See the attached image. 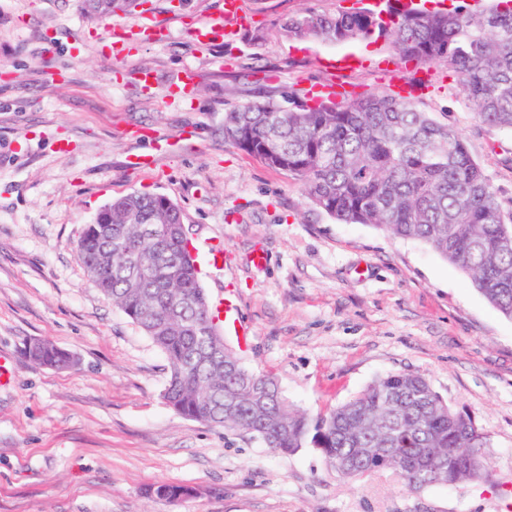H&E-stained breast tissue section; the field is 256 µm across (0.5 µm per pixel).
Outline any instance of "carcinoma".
Wrapping results in <instances>:
<instances>
[{"label":"carcinoma","instance_id":"1","mask_svg":"<svg viewBox=\"0 0 512 512\" xmlns=\"http://www.w3.org/2000/svg\"><path fill=\"white\" fill-rule=\"evenodd\" d=\"M512 0L475 13L388 5L288 18L292 39L383 40L399 65L441 66L455 76L482 123L512 131ZM131 0H80L106 16ZM224 138L289 173L305 197L345 224H370L428 245L512 317V210L471 156L462 134L391 92L317 97L284 106L256 99L224 113ZM170 199L131 193L85 226L79 258L90 279L165 355L163 399L176 413L246 433L278 453L318 450L328 470L360 480L396 469L412 491L475 481L463 449L485 447L471 416L448 406L427 378L391 373L316 416L294 407L270 377L224 347L200 285L191 242L174 230ZM33 363L67 368L69 352L46 340L25 348Z\"/></svg>","mask_w":512,"mask_h":512}]
</instances>
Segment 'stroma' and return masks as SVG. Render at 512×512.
Wrapping results in <instances>:
<instances>
[{"label":"stroma","mask_w":512,"mask_h":512,"mask_svg":"<svg viewBox=\"0 0 512 512\" xmlns=\"http://www.w3.org/2000/svg\"><path fill=\"white\" fill-rule=\"evenodd\" d=\"M354 2L240 0L229 14L224 0H136L91 19L79 0H0V357L14 370L0 387V512H502L512 318L427 245L338 222L300 181L224 137L225 112L262 96L399 83L461 132L512 199V132L477 122L447 70L391 64L379 43L298 41L281 29L292 15ZM207 21L219 27L202 45L192 30ZM112 31L131 38L119 59L107 48ZM144 69L156 77L149 94L137 83ZM188 71L190 107L168 99ZM156 133L168 142L159 155ZM141 154L154 165L129 168ZM133 192L179 206L210 305L237 306L225 342L290 403L317 415L386 374H422L486 436L485 478L417 492L390 470L346 481L315 449L274 454L171 410L165 355L78 259L85 225ZM33 339L71 352L76 366L30 362ZM158 484L192 494L150 498Z\"/></svg>","instance_id":"stroma-1"}]
</instances>
